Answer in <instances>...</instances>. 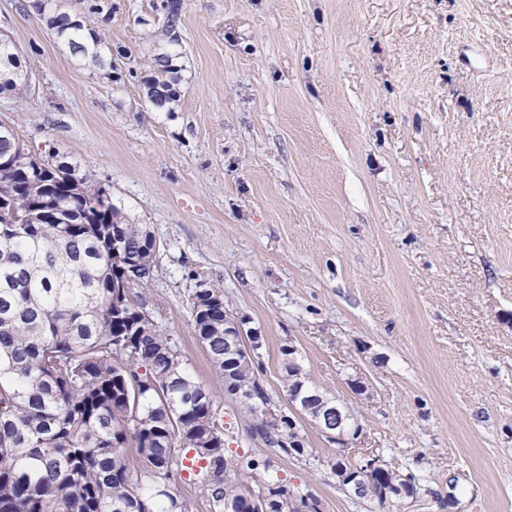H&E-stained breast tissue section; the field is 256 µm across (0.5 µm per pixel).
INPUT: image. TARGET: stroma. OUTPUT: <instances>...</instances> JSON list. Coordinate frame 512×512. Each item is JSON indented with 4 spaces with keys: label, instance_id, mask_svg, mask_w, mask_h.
<instances>
[{
    "label": "stroma",
    "instance_id": "1",
    "mask_svg": "<svg viewBox=\"0 0 512 512\" xmlns=\"http://www.w3.org/2000/svg\"><path fill=\"white\" fill-rule=\"evenodd\" d=\"M20 2L0 0V35L27 87L0 122L149 226L157 272L132 297L225 421L201 281L262 336L274 402L290 347L355 411L349 456L419 485L356 499L308 425L280 475L323 512H512V0H182L173 28L161 0H56L90 14L108 78ZM160 53L180 81L158 111Z\"/></svg>",
    "mask_w": 512,
    "mask_h": 512
}]
</instances>
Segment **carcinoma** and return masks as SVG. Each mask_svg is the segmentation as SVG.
<instances>
[{"mask_svg":"<svg viewBox=\"0 0 512 512\" xmlns=\"http://www.w3.org/2000/svg\"><path fill=\"white\" fill-rule=\"evenodd\" d=\"M49 22L56 36L93 67L104 64L86 17ZM150 102L162 108L175 95L178 69L167 53L154 57ZM23 65L11 42L0 40V95L24 87ZM24 147L0 123V512H180L172 482L184 450L200 462L197 483L212 512H254L250 499L265 489L288 496L294 486L278 476L268 456H239L225 445L234 436L209 393L186 371L172 339L125 293L124 313L112 312V228L125 248L141 255L154 277L156 242L145 224H132L111 205L97 223L81 187L89 181L69 164H25ZM52 204L80 220L53 224L39 218ZM196 335L211 366L243 382L255 364L229 369L224 361V310L200 317ZM290 401L302 413L328 400L285 364ZM139 431L123 429L132 412ZM247 434L287 456L276 429L250 420ZM140 466L131 470L128 455Z\"/></svg>","mask_w":512,"mask_h":512,"instance_id":"cac0c4a2","label":"carcinoma"}]
</instances>
